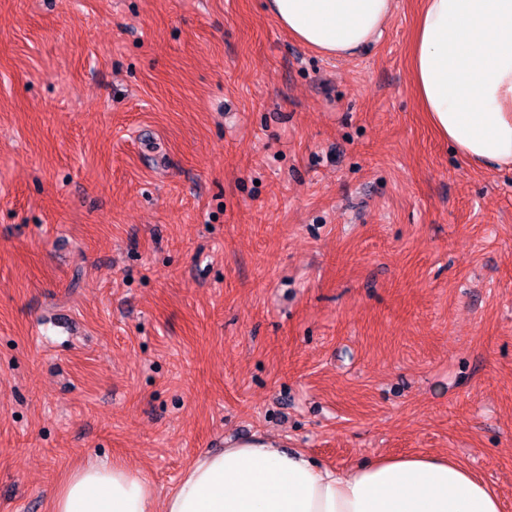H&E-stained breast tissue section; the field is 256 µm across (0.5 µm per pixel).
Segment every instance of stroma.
<instances>
[{
	"instance_id": "1",
	"label": "stroma",
	"mask_w": 512,
	"mask_h": 512,
	"mask_svg": "<svg viewBox=\"0 0 512 512\" xmlns=\"http://www.w3.org/2000/svg\"><path fill=\"white\" fill-rule=\"evenodd\" d=\"M264 0H0V512L257 436L445 455L512 512V168Z\"/></svg>"
}]
</instances>
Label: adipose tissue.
<instances>
[{
  "instance_id": "ef3b65f1",
  "label": "adipose tissue",
  "mask_w": 512,
  "mask_h": 512,
  "mask_svg": "<svg viewBox=\"0 0 512 512\" xmlns=\"http://www.w3.org/2000/svg\"><path fill=\"white\" fill-rule=\"evenodd\" d=\"M394 0H266L299 44L346 58L379 38ZM416 100L464 158L512 165V0H423L412 46ZM51 512H502L499 496L445 456L414 454L349 470L258 438L198 455L158 498L124 463L87 458Z\"/></svg>"
}]
</instances>
